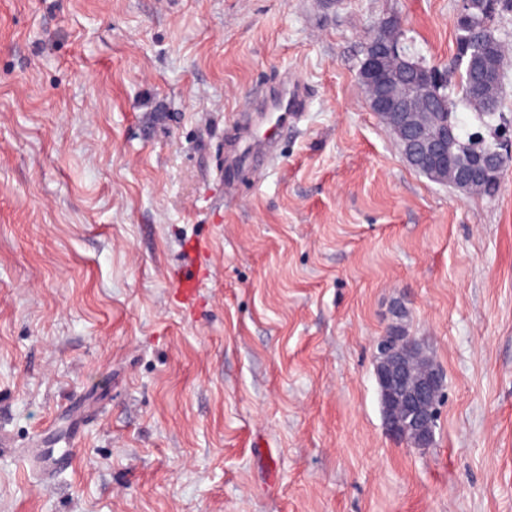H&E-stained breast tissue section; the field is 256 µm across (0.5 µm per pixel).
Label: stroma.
<instances>
[{"instance_id": "stroma-1", "label": "stroma", "mask_w": 512, "mask_h": 512, "mask_svg": "<svg viewBox=\"0 0 512 512\" xmlns=\"http://www.w3.org/2000/svg\"><path fill=\"white\" fill-rule=\"evenodd\" d=\"M460 9L0 0V512H512V170L429 180L359 82L388 18L452 66ZM393 326L445 374L427 448ZM282 86L281 94L275 100L272 112H282L276 122L281 127L287 128L288 123L298 121L305 112L308 92L306 86L292 76L283 78ZM508 142H510V147L508 149ZM504 149L505 153L501 152L498 155V158H494L495 162L502 163L505 157L511 158L512 156V140H505ZM507 143V144H505ZM512 165V158L507 160L502 167H499L496 163L487 167L483 175L479 181L482 167L485 166L484 161H481V158H477L475 164L465 166L459 168L455 172V184L459 187H467L470 185H475L470 191L469 194H475L478 196H485L492 198L494 197L498 191L500 190L501 181L504 175V172L510 168ZM376 351V376L387 431L403 440L409 436L415 447H429L434 439L436 402L443 393L442 370L423 355L411 337L394 333L382 336Z\"/></svg>"}]
</instances>
